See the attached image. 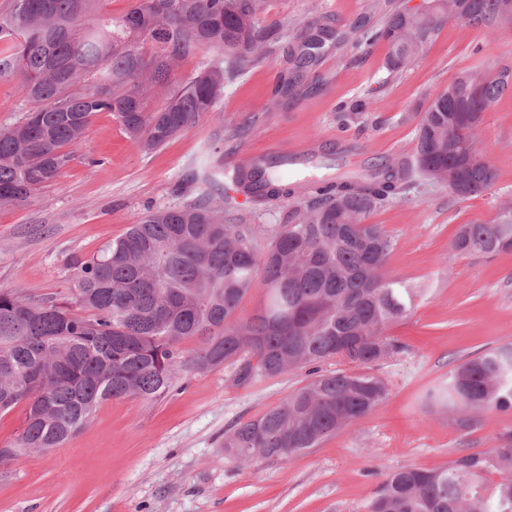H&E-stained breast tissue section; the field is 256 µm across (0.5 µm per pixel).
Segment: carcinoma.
I'll list each match as a JSON object with an SVG mask.
<instances>
[{"instance_id": "1", "label": "carcinoma", "mask_w": 512, "mask_h": 512, "mask_svg": "<svg viewBox=\"0 0 512 512\" xmlns=\"http://www.w3.org/2000/svg\"><path fill=\"white\" fill-rule=\"evenodd\" d=\"M102 2L13 0L0 13V78L17 80L30 104L20 124L0 130L1 208L22 205L56 182L99 112L112 113L145 153L189 132L213 111L225 83L263 62L279 39L276 28L257 23L264 0H132L116 18ZM456 6L431 0L395 9L365 40L384 41L387 67L399 72L450 19L485 28L512 19V0H462V16ZM326 33L313 22L297 29L299 65L313 60ZM203 50L215 61L187 82L172 80ZM507 72L511 65L460 71L420 113L410 158L379 159L303 185L274 178L262 159L237 170L235 191L253 201L296 202L277 229L225 223L229 188L205 170L195 177L205 185L195 201L142 213L99 254L72 262L74 303L0 289V414L32 402L0 461L62 445L106 400L161 397L185 368L228 364L238 385L310 370L308 383L224 437L225 450L242 463L290 461L365 418L388 395L373 366L401 349L387 329L410 316L421 293L385 273L392 241L366 219L419 174L448 181L458 152L476 147L468 116L512 91ZM153 100L161 104L152 108ZM368 117L359 103L339 113V122ZM495 179L491 165L473 168L464 196L485 193ZM454 247L489 256L511 250L512 206L461 225ZM258 285L262 306L238 318ZM191 339L200 346L187 356L181 344ZM331 359L357 370L320 373ZM19 377L29 383L23 395ZM431 398L466 421L512 409V345L461 363ZM491 468L503 477L489 500L480 479ZM370 512H512V432L488 452L386 475Z\"/></svg>"}]
</instances>
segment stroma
I'll return each instance as SVG.
<instances>
[{"label":"stroma","mask_w":512,"mask_h":512,"mask_svg":"<svg viewBox=\"0 0 512 512\" xmlns=\"http://www.w3.org/2000/svg\"><path fill=\"white\" fill-rule=\"evenodd\" d=\"M267 0L263 26L320 20L330 36L315 63L295 68L291 38L229 83L213 112L190 132L146 155L111 113L92 119L61 178L29 202L0 209V289L31 299L72 298L70 262L99 253L121 237L133 216L174 208L198 193L189 173L223 171L226 162L268 154L271 146L322 142L297 176L325 173L338 136L369 158L412 154L418 117L459 70L512 61V27L485 29L449 20L413 66L389 73L387 46L351 49L337 34L356 36L382 25L387 12L423 0ZM294 72L296 93L273 97L275 72ZM369 102L368 122L339 133L336 114ZM253 127L236 149L219 153L245 118ZM476 146L495 169L490 190L475 197L415 179L402 197L374 211L369 223L391 237L389 275L421 288L411 315L389 336L399 352L373 367L389 394L364 419L292 460L246 466L224 451L238 424L278 405L303 386L292 369L236 385L232 368L184 371L155 401L111 399L61 447L0 463V512H370L384 476L404 467L429 469L465 453L498 447L512 432V410L487 411L461 424L427 393L449 372L489 348L512 343V251L488 257L453 247L459 227L491 218L512 203V94L484 114ZM290 201L253 202L235 193L225 216L263 229L285 223Z\"/></svg>","instance_id":"obj_1"}]
</instances>
